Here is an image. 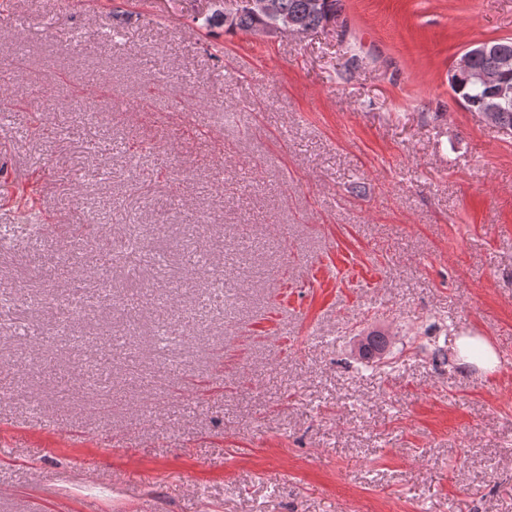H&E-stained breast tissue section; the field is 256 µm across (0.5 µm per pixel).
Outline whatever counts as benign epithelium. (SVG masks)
Listing matches in <instances>:
<instances>
[{"label":"benign epithelium","instance_id":"benign-epithelium-1","mask_svg":"<svg viewBox=\"0 0 512 512\" xmlns=\"http://www.w3.org/2000/svg\"><path fill=\"white\" fill-rule=\"evenodd\" d=\"M245 6L260 16H275L274 0H226L224 2V22L234 18L236 10ZM307 33L300 21L286 19L281 23H270L259 31L264 37H278L281 35L302 36ZM491 52L496 58V67L492 71L476 70L472 67V60L479 53ZM451 72L463 75L475 86L489 87L493 94L487 97L482 104L480 112L492 119L495 112H503L506 106L512 103V83L504 80V75L512 72V52L494 47L488 42L476 44L460 54L455 59Z\"/></svg>","mask_w":512,"mask_h":512}]
</instances>
